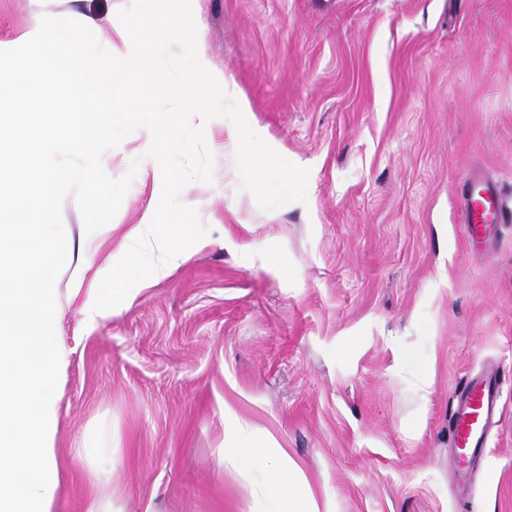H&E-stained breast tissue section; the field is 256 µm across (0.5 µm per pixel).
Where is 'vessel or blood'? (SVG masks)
Segmentation results:
<instances>
[{"instance_id": "b4317fda", "label": "vessel or blood", "mask_w": 512, "mask_h": 512, "mask_svg": "<svg viewBox=\"0 0 512 512\" xmlns=\"http://www.w3.org/2000/svg\"><path fill=\"white\" fill-rule=\"evenodd\" d=\"M464 236L487 243L512 223V189L481 172H471L460 198ZM504 374L489 370L472 376L456 391L448 418L450 441L463 461L481 459L502 415Z\"/></svg>"}]
</instances>
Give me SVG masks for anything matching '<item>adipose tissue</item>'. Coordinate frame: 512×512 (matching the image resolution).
<instances>
[{
  "instance_id": "adipose-tissue-1",
  "label": "adipose tissue",
  "mask_w": 512,
  "mask_h": 512,
  "mask_svg": "<svg viewBox=\"0 0 512 512\" xmlns=\"http://www.w3.org/2000/svg\"><path fill=\"white\" fill-rule=\"evenodd\" d=\"M139 260L135 253L121 254L112 265L111 285H100L101 273H94L95 284L86 288L82 313L86 322L93 323L109 311L112 297H133L149 281L166 276L164 267H156L149 276H137ZM271 448L260 442L242 422H235L224 441V456L245 475L261 494L264 512H322L300 468L293 463H270Z\"/></svg>"
}]
</instances>
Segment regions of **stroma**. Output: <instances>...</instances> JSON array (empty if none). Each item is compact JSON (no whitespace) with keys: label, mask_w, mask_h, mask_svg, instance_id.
Instances as JSON below:
<instances>
[{"label":"stroma","mask_w":512,"mask_h":512,"mask_svg":"<svg viewBox=\"0 0 512 512\" xmlns=\"http://www.w3.org/2000/svg\"><path fill=\"white\" fill-rule=\"evenodd\" d=\"M129 0H0V49L35 16L94 21L121 48ZM198 52L232 78L250 126L309 168L306 203L262 210L240 187L237 134L205 130L210 183L183 188L206 246L83 323L85 265L111 270L162 178L127 135L106 173L132 175L97 250L73 199L57 333L70 351L53 446V512L108 487L124 512H261L224 459L233 418L302 469L330 512H512V225L475 249L459 223L471 167L512 180V0H192ZM489 364L503 417L457 480L452 394ZM112 454L105 480L84 455Z\"/></svg>","instance_id":"stroma-1"}]
</instances>
